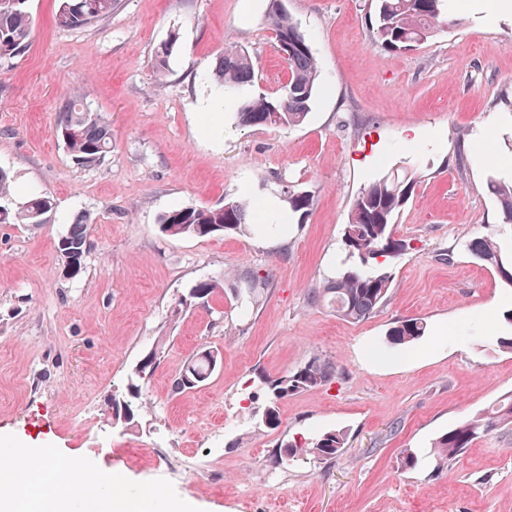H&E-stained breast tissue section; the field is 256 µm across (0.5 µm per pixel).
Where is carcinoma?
I'll use <instances>...</instances> for the list:
<instances>
[{
	"mask_svg": "<svg viewBox=\"0 0 512 512\" xmlns=\"http://www.w3.org/2000/svg\"><path fill=\"white\" fill-rule=\"evenodd\" d=\"M276 0H269L267 21L277 42L288 41L292 52L285 58L287 81L282 93L275 97L257 94L240 107L242 122L253 126H280L302 124L314 98L318 64L310 45L286 12H279ZM446 0H376L374 22L369 25L372 45L386 50L409 49L423 44L434 33L447 25ZM28 0H7L0 3V59H11L23 53L32 40L35 23L28 11ZM116 0H61L56 24L67 30H79L112 14ZM176 35L159 44L154 52L152 68L158 77L169 73ZM211 82L222 91H233L251 85L255 80V65L245 50L226 43L216 59L210 74ZM58 133H68L64 141L75 164L91 166L100 161L110 149L112 128L103 116L88 110L84 97L68 96L60 107ZM420 179L418 172L388 173L373 181L353 200L345 225L342 247L349 267L336 270L334 276L319 288H311L307 303L313 307L328 306L345 320L360 322L377 312L387 300L393 283V271L375 264L379 257L396 258L409 248L405 240L396 237V217L409 199ZM487 190L494 198L504 223L512 224V181L492 177ZM52 209V202L44 193H33L22 206L0 218L1 224H41ZM249 209L242 199L228 200L220 208H178L165 213L161 219L162 231L171 237L199 236L237 231L248 223ZM73 247L77 268H82L84 257L91 249L87 218L81 216L69 225L61 236ZM477 259L490 265L508 284H512V261L503 258L501 249L492 236L473 238L467 245ZM426 332L420 318L399 320L388 331L387 342L393 346H408ZM157 355L145 356L139 368L132 372L126 392L112 394L107 407L112 415L129 426L135 417L147 408L140 382L151 376ZM218 357L212 351L197 353L182 372L172 381L175 394L184 393L204 384L217 368ZM336 373V365L324 357H315L293 374L264 381L269 398V411H275L277 402L294 391L323 386ZM512 426V395L501 399L488 414H478L442 434L430 447L421 451L405 448L400 452L399 465L411 469L421 461L440 468L455 460L479 435ZM345 448L344 434L329 430L301 443L287 442L279 446L274 463L308 459L329 461Z\"/></svg>",
	"mask_w": 512,
	"mask_h": 512,
	"instance_id": "cac0c4a2",
	"label": "carcinoma"
}]
</instances>
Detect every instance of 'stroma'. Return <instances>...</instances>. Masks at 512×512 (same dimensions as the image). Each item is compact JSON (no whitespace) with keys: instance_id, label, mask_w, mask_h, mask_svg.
Returning a JSON list of instances; mask_svg holds the SVG:
<instances>
[{"instance_id":"obj_1","label":"stroma","mask_w":512,"mask_h":512,"mask_svg":"<svg viewBox=\"0 0 512 512\" xmlns=\"http://www.w3.org/2000/svg\"><path fill=\"white\" fill-rule=\"evenodd\" d=\"M453 26L387 51L369 42L371 0H285L320 76L306 121L250 126L244 96H279L286 64L267 24L268 0H117L80 30L55 23L60 0H29L30 48L0 60V170L17 208L31 190L55 208L42 224H0V443L79 457L108 472L141 512H512V431L480 436L440 470L399 469L402 449L441 434L512 394V286L465 248L512 224L488 193L512 178V19L488 21L472 0H447ZM178 42L170 74L152 72L156 46ZM255 61L243 94L209 81L225 42ZM86 92L112 126L97 164L75 165L56 130L64 95ZM421 175L396 234L387 303L350 322L306 302L344 257L354 197L394 169ZM310 194L303 215L289 193ZM246 198L245 231L169 237L162 214ZM87 215L82 271L62 272L55 244ZM278 231H265L268 223ZM258 306L242 311L255 281ZM201 281L217 291L179 310ZM427 329L407 347L394 322ZM222 362L201 387L173 378L196 352ZM149 408L113 427L105 405L148 353ZM336 364L326 385L280 400L263 377L314 357ZM329 430L347 441L333 460L278 466L280 444ZM200 468L176 473L185 455ZM426 332V324L420 318L399 320L388 331L387 342L393 346H408Z\"/></svg>"}]
</instances>
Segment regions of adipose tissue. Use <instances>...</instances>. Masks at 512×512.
<instances>
[{"label":"adipose tissue","instance_id":"1","mask_svg":"<svg viewBox=\"0 0 512 512\" xmlns=\"http://www.w3.org/2000/svg\"><path fill=\"white\" fill-rule=\"evenodd\" d=\"M60 475L61 485L52 494L26 498L17 478L18 463ZM0 512H136L132 501L112 488L91 464L70 462L55 454L0 448Z\"/></svg>","mask_w":512,"mask_h":512}]
</instances>
